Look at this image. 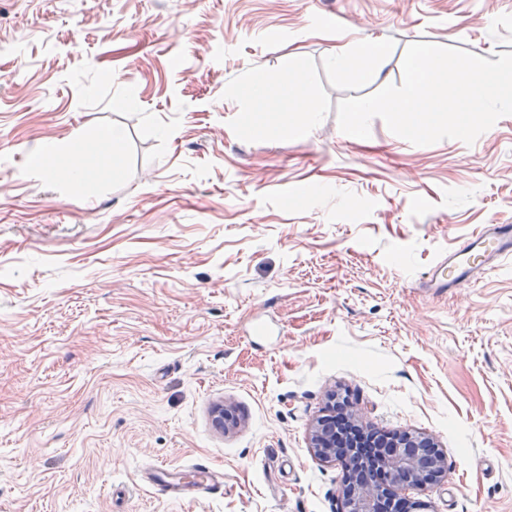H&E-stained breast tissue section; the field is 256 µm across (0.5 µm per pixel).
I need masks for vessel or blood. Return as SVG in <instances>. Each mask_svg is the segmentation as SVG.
Returning <instances> with one entry per match:
<instances>
[{"label": "vessel or blood", "instance_id": "obj_1", "mask_svg": "<svg viewBox=\"0 0 512 512\" xmlns=\"http://www.w3.org/2000/svg\"><path fill=\"white\" fill-rule=\"evenodd\" d=\"M512 261V224H488L462 242L448 258L438 262L428 280L432 288H456L470 283L481 272ZM156 492L177 497L184 485L166 465H157L152 475Z\"/></svg>", "mask_w": 512, "mask_h": 512}]
</instances>
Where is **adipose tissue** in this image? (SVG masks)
I'll return each mask as SVG.
<instances>
[{"instance_id":"obj_1","label":"adipose tissue","mask_w":512,"mask_h":512,"mask_svg":"<svg viewBox=\"0 0 512 512\" xmlns=\"http://www.w3.org/2000/svg\"><path fill=\"white\" fill-rule=\"evenodd\" d=\"M236 92L262 111L293 112L307 122H314L318 108L304 85V69L299 59L289 58L283 71L273 75L264 70L253 71L241 82ZM102 153L113 170H120L123 157V134L112 130L100 137L99 143L83 144L65 159L72 188H79L87 164L94 153Z\"/></svg>"}]
</instances>
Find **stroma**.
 Here are the masks:
<instances>
[{
	"instance_id": "obj_1",
	"label": "stroma",
	"mask_w": 512,
	"mask_h": 512,
	"mask_svg": "<svg viewBox=\"0 0 512 512\" xmlns=\"http://www.w3.org/2000/svg\"><path fill=\"white\" fill-rule=\"evenodd\" d=\"M344 30L373 76H337ZM416 42L496 60L512 0H0V512H339L343 465L310 448L332 391L446 456L397 500L512 512V264L425 285L512 224V115L470 146L338 125ZM292 56L315 126L245 129L236 83ZM112 127L117 175L89 166L76 195L30 173L38 145ZM157 463L224 488L158 495Z\"/></svg>"
}]
</instances>
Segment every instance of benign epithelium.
<instances>
[{
  "mask_svg": "<svg viewBox=\"0 0 512 512\" xmlns=\"http://www.w3.org/2000/svg\"><path fill=\"white\" fill-rule=\"evenodd\" d=\"M330 414L317 420L310 433L311 448L324 459L341 457L344 476L340 487L342 512H382L386 498L392 497L391 484L424 487L440 481L448 472L447 458L436 449L433 437L395 434L383 440L390 452L385 455V481L369 478L367 462L351 441L344 447L336 446V425L361 428L358 411L349 402L336 405V394L329 395ZM215 423L219 428L233 427L236 418L232 408L219 405L215 408Z\"/></svg>",
  "mask_w": 512,
  "mask_h": 512,
  "instance_id": "7a95c632",
  "label": "benign epithelium"
}]
</instances>
